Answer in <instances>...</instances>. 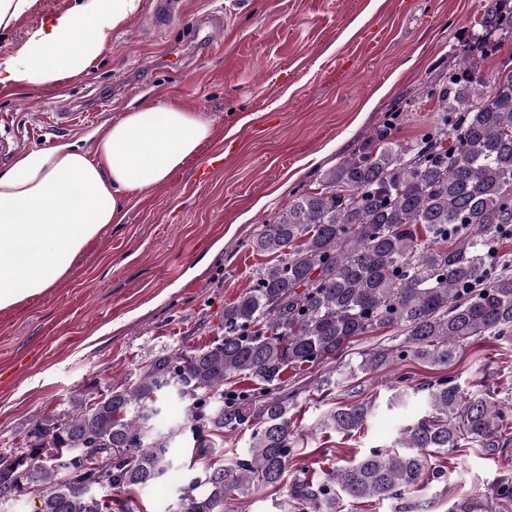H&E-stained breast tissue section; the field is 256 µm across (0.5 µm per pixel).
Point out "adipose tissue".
<instances>
[{
  "label": "adipose tissue",
  "instance_id": "adipose-tissue-1",
  "mask_svg": "<svg viewBox=\"0 0 512 512\" xmlns=\"http://www.w3.org/2000/svg\"><path fill=\"white\" fill-rule=\"evenodd\" d=\"M140 7L141 0H81L0 64V85L38 87L74 74ZM212 132L205 115L158 103L113 120L92 150H35L1 173L0 311L52 288L107 225L120 223L124 200L164 185Z\"/></svg>",
  "mask_w": 512,
  "mask_h": 512
}]
</instances>
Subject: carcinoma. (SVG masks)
Segmentation results:
<instances>
[{
  "label": "carcinoma",
  "instance_id": "1",
  "mask_svg": "<svg viewBox=\"0 0 512 512\" xmlns=\"http://www.w3.org/2000/svg\"><path fill=\"white\" fill-rule=\"evenodd\" d=\"M475 25V44L495 55L512 37V0H495ZM468 54L430 88L438 112L416 140L390 119L261 225L252 248L273 256L237 301L224 306V337L189 355H163L137 381L88 400L78 394L61 419L35 422L29 452H0V499L33 493L40 512H134L133 499L106 500L90 482L120 491L161 479L178 431L156 430L159 394L175 391L198 432L243 428L249 448L227 467H208L181 490L174 512H230V501L276 489L298 440L288 417L299 389L289 370L313 369L335 390L398 364L446 369L476 339L512 340V63L492 84ZM389 331L385 344L354 352L357 336ZM246 381L249 389H229ZM427 415L400 432L403 452L373 449L317 478L294 480L284 512H342L412 493L441 479L428 454L512 442V403L469 396L442 375L426 388ZM372 410L338 406L321 427L349 435ZM452 512H512V471Z\"/></svg>",
  "mask_w": 512,
  "mask_h": 512
}]
</instances>
